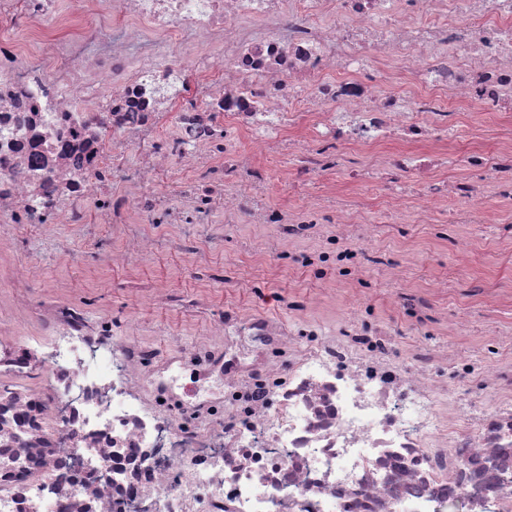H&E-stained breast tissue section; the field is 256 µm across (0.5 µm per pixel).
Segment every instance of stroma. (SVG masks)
<instances>
[{
  "label": "stroma",
  "mask_w": 512,
  "mask_h": 512,
  "mask_svg": "<svg viewBox=\"0 0 512 512\" xmlns=\"http://www.w3.org/2000/svg\"><path fill=\"white\" fill-rule=\"evenodd\" d=\"M484 204L501 213L502 224L484 229L475 224H452L442 215L432 224L378 226L375 260L365 270L361 292L370 316L392 329L399 352L420 342H447V329L463 320L470 326L469 335L456 339L463 350L482 353L490 364L512 360V299L484 308L469 292L474 282L492 290L502 287L503 274L512 268V197L492 192ZM139 231L161 239L180 235L197 239L208 252V277L194 274L187 258L165 249L128 267L111 266L112 253L123 249L125 242L105 227L93 237L73 224H53L38 234L15 228L0 249L34 254L37 282L0 281V300L7 302L16 296L25 300L22 325L26 328L50 298L77 303L91 318L108 320L120 338L128 332L126 320L134 319L138 339L162 356L207 344L212 323L227 310L284 322L298 316L314 323L320 320L315 303L326 279L309 267L304 249L282 255L274 272L255 275L258 260L247 246L259 238L271 239L269 225L144 224ZM464 234L473 243V255L465 265L459 263L456 253V243ZM409 250L423 258L408 275L411 289L425 293L439 282L448 284L447 294L434 299L432 318L424 322L394 306L382 276L384 265L399 262ZM133 280L167 289L171 297L150 304L139 302L129 288ZM489 322L503 331L492 350L486 345L485 325Z\"/></svg>",
  "instance_id": "1"
}]
</instances>
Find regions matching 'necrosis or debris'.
Segmentation results:
<instances>
[{
	"label": "necrosis or debris",
	"instance_id": "obj_1",
	"mask_svg": "<svg viewBox=\"0 0 512 512\" xmlns=\"http://www.w3.org/2000/svg\"><path fill=\"white\" fill-rule=\"evenodd\" d=\"M474 110L500 116L492 150L458 146ZM245 141L322 192L268 206ZM341 147L381 212L330 184ZM489 188L512 194V0H0L1 236L269 224L357 275L376 223H500ZM322 303V325L225 312L166 358L75 303L31 337L0 313V512H512V362L399 353L340 282Z\"/></svg>",
	"mask_w": 512,
	"mask_h": 512
}]
</instances>
